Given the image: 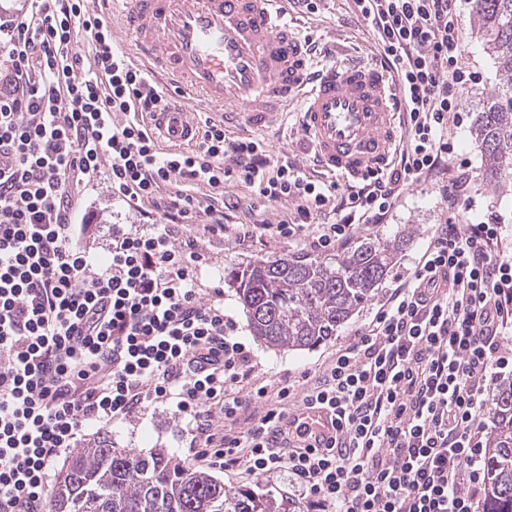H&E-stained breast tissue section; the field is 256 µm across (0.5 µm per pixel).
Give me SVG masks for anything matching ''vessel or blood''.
Instances as JSON below:
<instances>
[{
    "label": "vessel or blood",
    "mask_w": 512,
    "mask_h": 512,
    "mask_svg": "<svg viewBox=\"0 0 512 512\" xmlns=\"http://www.w3.org/2000/svg\"><path fill=\"white\" fill-rule=\"evenodd\" d=\"M286 0H96L111 10L131 62L178 90L173 106L138 113L158 141L192 146L200 110H217L225 130L262 132L289 111L306 152L323 173L353 182L386 173L403 145L401 90L390 70L338 56L314 65L310 43L288 23ZM321 442L336 436L326 408L297 411Z\"/></svg>",
    "instance_id": "vessel-or-blood-1"
}]
</instances>
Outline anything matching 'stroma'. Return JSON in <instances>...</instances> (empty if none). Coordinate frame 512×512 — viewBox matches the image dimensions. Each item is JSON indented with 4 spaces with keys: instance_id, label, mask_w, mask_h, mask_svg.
Wrapping results in <instances>:
<instances>
[{
    "instance_id": "obj_1",
    "label": "stroma",
    "mask_w": 512,
    "mask_h": 512,
    "mask_svg": "<svg viewBox=\"0 0 512 512\" xmlns=\"http://www.w3.org/2000/svg\"><path fill=\"white\" fill-rule=\"evenodd\" d=\"M288 17L296 22L304 36L316 42V62H324L327 54L336 50L353 57L376 61L381 58L354 0H322L316 13L292 9L289 10ZM459 26L460 37L466 48L465 60L482 76L481 81L464 94L460 103L465 122L457 130L456 141L459 153L468 159L469 166L460 169L455 164L448 163L431 177L402 187L392 212L384 223L357 227L352 236L353 241H360L368 233L395 240L398 245L397 256L394 267L372 300L361 307L359 313L353 316L335 338L316 348L299 351L261 344L251 336L245 310L235 289L228 285L230 273L247 264L306 255V248L291 240L267 237L243 243L236 235V228L241 224L257 220L271 224L293 220L296 214L293 202L264 201L233 177L225 181L224 195L238 200L239 207L225 211L223 235L213 236L204 232L202 225H193L192 232L196 235L203 254L195 268L196 282L206 292L215 286H222L224 311L235 320L238 336L254 355L255 383L273 387L284 378L295 382L301 380L303 375L318 374L335 358L340 349L351 342L354 330L367 324L390 289L396 287L399 279L407 277L416 258L424 250L435 225L447 220L448 203L443 189L450 182H466L467 193L475 201L473 211L463 215V223L475 224L491 216L499 218L504 225L506 241L512 243V182L498 187L489 184L481 149L472 134L479 101L498 83L495 64L483 39L474 29L471 5H464ZM263 137L273 153L288 159L289 163L300 168L308 178L318 183L323 182V175L312 169L304 153L296 129L295 115H288L282 124L264 132ZM84 199L88 211L94 213L96 223L101 226L92 251L99 257H106L112 244L113 225L136 224L141 216L123 202L113 200L108 180L102 174L87 184ZM105 434L111 437L115 447L129 448L145 454L163 448L179 463L185 462L191 440L186 420L179 417L173 406L168 404L145 405L134 417L117 422L104 430L87 428L81 433L78 444L87 446ZM210 474L223 482L228 491L247 488L274 489L288 497L295 512H316L301 487L287 472L256 477L241 470L225 471L214 468Z\"/></svg>"
}]
</instances>
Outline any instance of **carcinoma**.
<instances>
[{"label": "carcinoma", "instance_id": "cac0c4a2", "mask_svg": "<svg viewBox=\"0 0 512 512\" xmlns=\"http://www.w3.org/2000/svg\"><path fill=\"white\" fill-rule=\"evenodd\" d=\"M474 26L491 50L499 83L483 98L474 125L494 183L512 179V0H477ZM396 245L376 236L334 257L257 261L233 274L249 330L268 347L304 350L334 338L371 300ZM488 512H512V383L494 402L484 453ZM51 512H291L267 491L229 492L214 477L172 461L98 440L69 457L52 490Z\"/></svg>", "mask_w": 512, "mask_h": 512}]
</instances>
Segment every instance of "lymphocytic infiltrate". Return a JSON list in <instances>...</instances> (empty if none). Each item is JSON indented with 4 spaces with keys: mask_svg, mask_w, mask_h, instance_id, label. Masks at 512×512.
<instances>
[{
    "mask_svg": "<svg viewBox=\"0 0 512 512\" xmlns=\"http://www.w3.org/2000/svg\"><path fill=\"white\" fill-rule=\"evenodd\" d=\"M355 2L401 88L409 140L398 167L341 199L336 183L308 180L262 139H229L210 120L196 148L160 152L136 115L168 98L89 0H26L0 23V512H49L52 461L87 425L148 403L188 420L195 458L288 470L319 512H477L485 395L512 366V249L499 222H457L474 207L462 182L449 185L450 217L407 279L302 393V405L335 413L341 447L306 445L292 385L272 396L253 382L221 289L206 298L195 284L196 240L172 231L222 232L234 176L265 201L297 204L294 222L245 224L240 240L332 251L356 223H383L402 186L450 160L467 167L453 131L481 75L464 61L459 0ZM102 172L143 216L113 225L103 264L90 246L100 228L80 212ZM334 199L335 222L315 223Z\"/></svg>",
    "mask_w": 512,
    "mask_h": 512,
    "instance_id": "lymphocytic-infiltrate-1",
    "label": "lymphocytic infiltrate"
}]
</instances>
